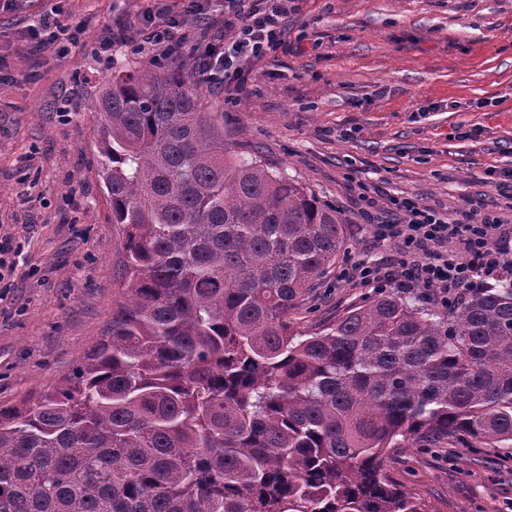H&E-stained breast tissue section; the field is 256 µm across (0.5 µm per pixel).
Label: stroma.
<instances>
[{"label":"stroma","instance_id":"stroma-1","mask_svg":"<svg viewBox=\"0 0 512 512\" xmlns=\"http://www.w3.org/2000/svg\"><path fill=\"white\" fill-rule=\"evenodd\" d=\"M153 0H63L61 29H85L59 55L31 39L51 0L0 9V238L12 278L0 282V405L61 382L126 303L123 238L95 177L93 103L117 65L151 67L132 47L113 63L94 49L108 27L142 30ZM186 38L168 67L191 75L202 31L191 0H171ZM285 46L252 64L239 88L206 89L224 113V139L298 181L345 220L347 255L288 313L308 334L377 297L337 281L347 260L390 263L394 248L365 224L411 197L442 214L512 206L490 171L512 169V0H290ZM431 512H512V450L393 448L382 463Z\"/></svg>","mask_w":512,"mask_h":512}]
</instances>
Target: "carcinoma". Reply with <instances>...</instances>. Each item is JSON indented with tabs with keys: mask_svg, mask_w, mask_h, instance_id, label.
Instances as JSON below:
<instances>
[{
	"mask_svg": "<svg viewBox=\"0 0 512 512\" xmlns=\"http://www.w3.org/2000/svg\"><path fill=\"white\" fill-rule=\"evenodd\" d=\"M95 112L129 302L71 377L0 406V512H430L387 449H512V279L445 321L380 296L297 334L336 208L232 155L173 71L121 68Z\"/></svg>",
	"mask_w": 512,
	"mask_h": 512,
	"instance_id": "cac0c4a2",
	"label": "carcinoma"
}]
</instances>
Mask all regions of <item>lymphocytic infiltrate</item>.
Returning <instances> with one entry per match:
<instances>
[{"instance_id":"f902f5d3","label":"lymphocytic infiltrate","mask_w":512,"mask_h":512,"mask_svg":"<svg viewBox=\"0 0 512 512\" xmlns=\"http://www.w3.org/2000/svg\"><path fill=\"white\" fill-rule=\"evenodd\" d=\"M154 8L161 21L158 28L133 35L107 30L99 41L98 57L112 60L119 49L132 44L155 61L170 58L175 52L170 32L179 22L165 0H155ZM285 14L286 7L278 0H268L262 7L234 0L224 17L223 33L202 47L204 81L237 87L248 64L281 47ZM391 204L404 220L380 225L379 230L381 238L394 245L396 259L388 265L348 262L340 280L374 289L390 284L410 290L423 287L430 290L432 301L445 306L512 273V224L498 215L471 210L449 219L411 198H395Z\"/></svg>"}]
</instances>
